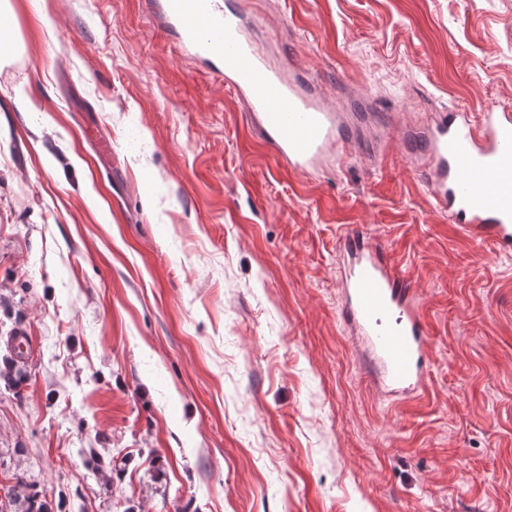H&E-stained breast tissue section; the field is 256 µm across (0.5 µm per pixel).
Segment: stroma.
I'll list each match as a JSON object with an SVG mask.
<instances>
[{
	"label": "stroma",
	"instance_id": "obj_1",
	"mask_svg": "<svg viewBox=\"0 0 512 512\" xmlns=\"http://www.w3.org/2000/svg\"><path fill=\"white\" fill-rule=\"evenodd\" d=\"M220 3L344 113L337 158L289 174L156 0H0V512H512V247L412 140L512 111V0ZM351 230L427 311L418 396L343 319Z\"/></svg>",
	"mask_w": 512,
	"mask_h": 512
}]
</instances>
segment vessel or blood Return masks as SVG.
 I'll return each instance as SVG.
<instances>
[{
  "label": "vessel or blood",
  "mask_w": 512,
  "mask_h": 512,
  "mask_svg": "<svg viewBox=\"0 0 512 512\" xmlns=\"http://www.w3.org/2000/svg\"><path fill=\"white\" fill-rule=\"evenodd\" d=\"M159 7L184 46L221 65L290 172L306 174L339 146L337 114L260 58L242 36L238 12L220 9L218 0H160ZM420 141L436 210L477 242L512 245V113L490 105L475 121L463 108L446 107ZM343 246L345 319L367 345L384 389L422 391L430 323L416 289L364 234L346 233Z\"/></svg>",
  "instance_id": "obj_1"
}]
</instances>
